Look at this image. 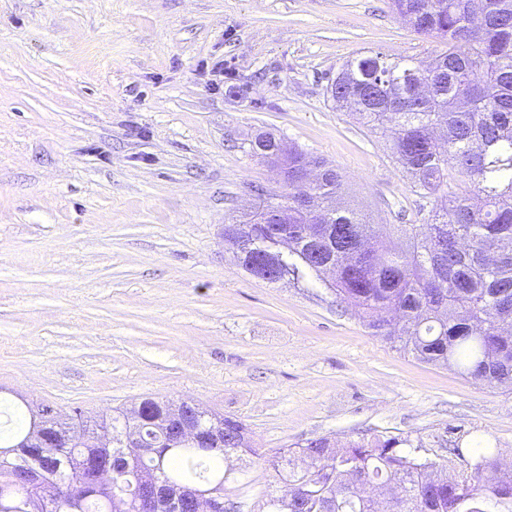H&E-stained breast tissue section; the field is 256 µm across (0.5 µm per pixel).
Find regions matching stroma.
Listing matches in <instances>:
<instances>
[{"label":"stroma","instance_id":"obj_1","mask_svg":"<svg viewBox=\"0 0 512 512\" xmlns=\"http://www.w3.org/2000/svg\"><path fill=\"white\" fill-rule=\"evenodd\" d=\"M389 0H0V400L109 418L146 397L239 418L230 512L283 448L379 434L470 471L512 450V389L371 335L317 278L268 283L227 218L279 190L271 132L325 159L378 224H419L383 140L326 94L364 51L428 60ZM222 65L223 77L213 74Z\"/></svg>","mask_w":512,"mask_h":512}]
</instances>
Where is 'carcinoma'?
Returning a JSON list of instances; mask_svg holds the SVG:
<instances>
[{"instance_id":"carcinoma-1","label":"carcinoma","mask_w":512,"mask_h":512,"mask_svg":"<svg viewBox=\"0 0 512 512\" xmlns=\"http://www.w3.org/2000/svg\"><path fill=\"white\" fill-rule=\"evenodd\" d=\"M419 34L447 49L430 61L366 51L328 79L336 108L379 134L411 191L434 197L422 224H373L343 199V175L294 148L261 160L284 191L224 225V246L247 274L308 273L351 306L374 336L417 359L456 369L482 385L512 386V0H391ZM34 415L12 412L0 435V512H134L143 472L169 492L224 498V458L255 453L245 425L223 417L224 447L169 442L167 422L148 412L112 418V447H97L84 423L73 441L36 458L21 444ZM139 433L159 445L146 456ZM380 435L337 446L317 438L288 451V484L267 495L270 512H492L512 504V470L493 480L494 453L448 475V465L400 450ZM108 452L112 486L97 490L90 457Z\"/></svg>"}]
</instances>
